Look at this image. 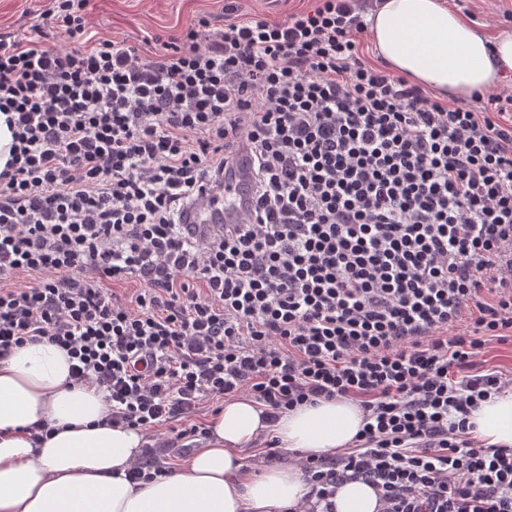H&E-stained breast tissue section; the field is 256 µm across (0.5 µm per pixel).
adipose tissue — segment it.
I'll return each mask as SVG.
<instances>
[{
	"instance_id": "1",
	"label": "adipose tissue",
	"mask_w": 512,
	"mask_h": 512,
	"mask_svg": "<svg viewBox=\"0 0 512 512\" xmlns=\"http://www.w3.org/2000/svg\"><path fill=\"white\" fill-rule=\"evenodd\" d=\"M379 56L395 73L451 99L489 90L512 74V33L480 34L442 0H379L366 16ZM69 358L48 341L0 360V512H292L309 491L297 462L244 470L240 452L270 432L282 448L332 456L351 446L362 411L338 399L302 405L272 424L248 398L226 401L208 423L206 448L172 474L130 482L140 431L106 422L96 388L72 385ZM52 435L34 440L35 423ZM472 434L512 447V393L473 411ZM336 512H381L375 489L354 479L336 491Z\"/></svg>"
}]
</instances>
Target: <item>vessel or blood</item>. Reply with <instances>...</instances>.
<instances>
[{
  "instance_id": "obj_1",
  "label": "vessel or blood",
  "mask_w": 512,
  "mask_h": 512,
  "mask_svg": "<svg viewBox=\"0 0 512 512\" xmlns=\"http://www.w3.org/2000/svg\"><path fill=\"white\" fill-rule=\"evenodd\" d=\"M253 159L246 146H237L226 168L220 195H208L187 205L181 223L193 225L198 234L209 233L214 225L235 224L253 207Z\"/></svg>"
}]
</instances>
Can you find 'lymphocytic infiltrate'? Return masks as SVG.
<instances>
[{"mask_svg":"<svg viewBox=\"0 0 512 512\" xmlns=\"http://www.w3.org/2000/svg\"><path fill=\"white\" fill-rule=\"evenodd\" d=\"M88 5L0 33V360L58 345L147 434L210 399L271 422L350 400L352 448L297 457L320 512L351 477L382 512H512V448L469 422L512 386L477 361L512 332V85L479 111L371 65L353 0L282 22L226 0L223 28L198 17L147 58L87 44ZM241 143L252 212L193 234L182 208Z\"/></svg>","mask_w":512,"mask_h":512,"instance_id":"1","label":"lymphocytic infiltrate"}]
</instances>
